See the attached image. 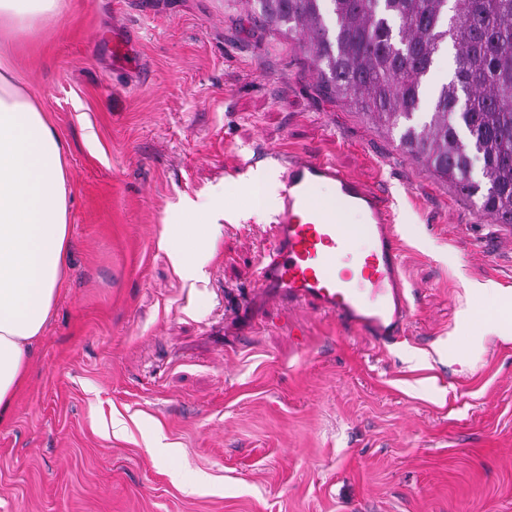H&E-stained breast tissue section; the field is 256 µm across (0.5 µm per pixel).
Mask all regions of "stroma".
<instances>
[{
  "mask_svg": "<svg viewBox=\"0 0 512 512\" xmlns=\"http://www.w3.org/2000/svg\"><path fill=\"white\" fill-rule=\"evenodd\" d=\"M59 2L10 51L63 141L69 255L0 419V512H512V334L475 296L512 301V225L330 93L256 0ZM300 152L387 185L398 342L257 292ZM207 201L224 230L187 280L165 227Z\"/></svg>",
  "mask_w": 512,
  "mask_h": 512,
  "instance_id": "obj_1",
  "label": "stroma"
}]
</instances>
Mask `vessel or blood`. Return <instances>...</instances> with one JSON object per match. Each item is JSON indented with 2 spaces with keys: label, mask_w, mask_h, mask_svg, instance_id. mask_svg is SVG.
Segmentation results:
<instances>
[{
  "label": "vessel or blood",
  "mask_w": 512,
  "mask_h": 512,
  "mask_svg": "<svg viewBox=\"0 0 512 512\" xmlns=\"http://www.w3.org/2000/svg\"><path fill=\"white\" fill-rule=\"evenodd\" d=\"M281 182L260 289L311 304L380 344L405 335L409 304L389 195L309 153L290 157ZM324 183L333 184L337 206L318 200ZM350 208L364 223H345Z\"/></svg>",
  "instance_id": "obj_1"
}]
</instances>
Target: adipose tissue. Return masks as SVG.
Here are the masks:
<instances>
[{
  "label": "adipose tissue",
  "mask_w": 512,
  "mask_h": 512,
  "mask_svg": "<svg viewBox=\"0 0 512 512\" xmlns=\"http://www.w3.org/2000/svg\"><path fill=\"white\" fill-rule=\"evenodd\" d=\"M59 0H0V33L32 36ZM188 223L168 239L176 268L201 273L210 252L186 253L185 242H212L223 209L189 205ZM68 199L61 137L39 104L13 81L0 59V417L21 385L32 343L60 291L68 254Z\"/></svg>",
  "instance_id": "adipose-tissue-1"
}]
</instances>
